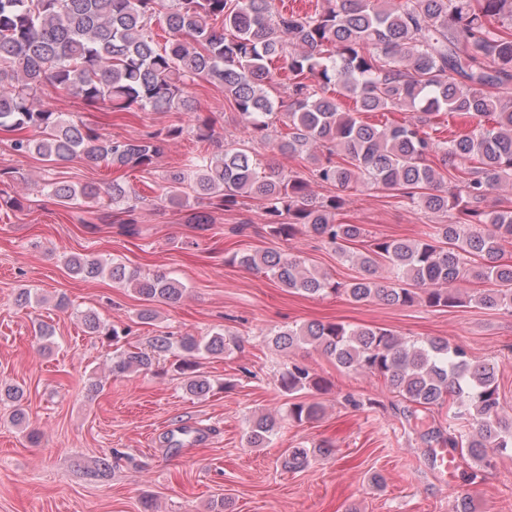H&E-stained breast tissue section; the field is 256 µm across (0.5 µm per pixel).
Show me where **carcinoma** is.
<instances>
[{
    "label": "carcinoma",
    "mask_w": 512,
    "mask_h": 512,
    "mask_svg": "<svg viewBox=\"0 0 512 512\" xmlns=\"http://www.w3.org/2000/svg\"><path fill=\"white\" fill-rule=\"evenodd\" d=\"M154 20L165 33L161 41L150 28ZM276 61L288 71L286 100L266 92ZM203 81L224 87L248 137L226 139L224 149L168 172L158 203L188 208V223L202 227L214 223V212L254 200L270 237L310 233L359 275L332 281L301 256L272 249L234 255L240 265L311 297L432 308L474 303L512 314V263L503 261L512 207L490 204L512 182V0H322L312 13L275 12L272 0H0V132L15 134L11 147L18 154L54 165L82 157L115 172L150 171L162 144L185 133L183 125L136 140L110 139L38 103V90L49 84L108 112L184 114L196 137L210 140L215 131L193 92ZM392 111L403 118L384 125L361 118ZM443 115L468 119L474 128L438 137L433 131ZM255 140L285 156L309 157L311 177L266 168L250 146ZM440 162L450 167L448 175ZM315 185L328 192L316 194ZM44 187L65 207L109 208L98 217L103 224L135 223L140 195L119 176L77 187L49 180ZM358 187L392 190L410 208L443 214L444 223L424 238H377L361 250L362 225L336 219L345 192ZM384 266L387 277L379 275ZM66 267L83 279L107 274L131 288L142 301L144 324L155 320V304L177 305L186 292L164 273L146 278L89 255L70 256ZM474 281L481 287H464ZM83 324L112 341V374L156 373L167 361L197 397L213 390L199 372L200 359L239 347L218 329L201 339L165 333L132 348L125 346L126 327L91 311ZM272 342L288 352L310 345L347 371L383 378L414 406L407 410L411 419H419V407L451 404L445 443L485 469L512 452V417L502 413L495 365L444 338L408 340L386 328L313 321L274 333ZM279 385L292 397L289 419L321 416V403L300 398L325 388L306 365L289 363ZM5 396L13 421L25 423L24 391L8 388ZM277 424L269 414L252 419L249 444L265 447ZM315 452L288 448L282 465L302 470Z\"/></svg>",
    "instance_id": "obj_1"
}]
</instances>
